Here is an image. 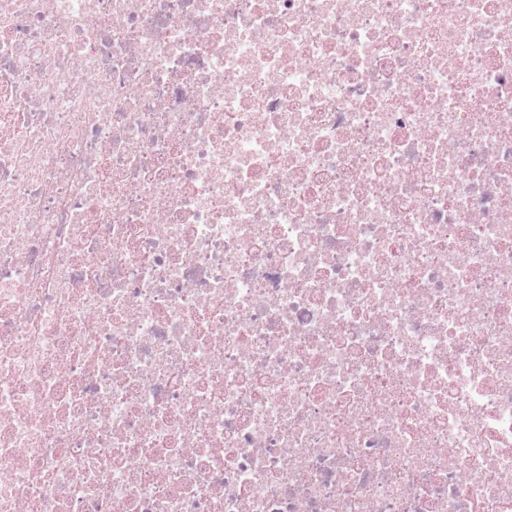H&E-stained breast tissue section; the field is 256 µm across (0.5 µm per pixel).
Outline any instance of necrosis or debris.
<instances>
[{"mask_svg": "<svg viewBox=\"0 0 512 512\" xmlns=\"http://www.w3.org/2000/svg\"><path fill=\"white\" fill-rule=\"evenodd\" d=\"M0 512H512V0H0Z\"/></svg>", "mask_w": 512, "mask_h": 512, "instance_id": "4bbe7bcc", "label": "necrosis or debris"}]
</instances>
